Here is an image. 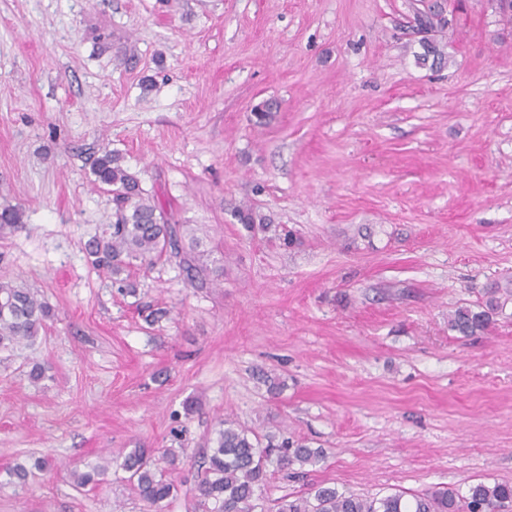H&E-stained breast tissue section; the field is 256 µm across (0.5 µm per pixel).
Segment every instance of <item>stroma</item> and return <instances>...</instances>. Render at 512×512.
Here are the masks:
<instances>
[{"label":"stroma","mask_w":512,"mask_h":512,"mask_svg":"<svg viewBox=\"0 0 512 512\" xmlns=\"http://www.w3.org/2000/svg\"><path fill=\"white\" fill-rule=\"evenodd\" d=\"M430 38L437 67L409 0H0V207L23 212L0 229V279L55 312L0 351V512H202L226 416L326 451L303 478L269 475L266 512L320 482H512V300L486 332L448 325L512 289V22L497 0H448ZM267 99L280 110L257 123ZM104 146L223 281L188 284L171 260L134 268L125 295L92 269ZM245 204L297 243L239 224ZM146 305L168 314L148 324ZM136 448L177 458L163 510L108 467ZM32 455L54 472L8 485Z\"/></svg>","instance_id":"1"}]
</instances>
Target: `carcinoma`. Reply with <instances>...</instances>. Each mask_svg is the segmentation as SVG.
<instances>
[{"label":"carcinoma","mask_w":512,"mask_h":512,"mask_svg":"<svg viewBox=\"0 0 512 512\" xmlns=\"http://www.w3.org/2000/svg\"><path fill=\"white\" fill-rule=\"evenodd\" d=\"M413 7L415 25L433 32L448 25L441 0H418ZM119 152L104 147L92 164V184L112 194L113 224L85 245L93 268L112 276L118 290L134 294L135 288L122 277L138 263L152 267L164 256L179 259L186 279L203 284L209 276L199 263V240L183 235L184 225L164 210L142 187L137 174L122 164ZM232 216L240 224H257L266 232L271 218L250 206H238ZM22 223V212L12 205L0 208V227L15 228ZM503 307L495 292H489L478 309L457 308L448 323L451 330L468 337L488 330L493 315ZM53 309L38 292L11 280H0V350L35 343ZM325 456L288 437L274 434L260 439L231 418L219 421L215 446L204 457V475L196 485V497L205 512H254L255 501L266 488L269 470L288 471L314 465ZM113 465L129 474L138 495L156 508L174 495L177 486L165 478L163 469L145 448H135L112 458ZM51 463L38 458L31 467L15 464L6 474L9 483L23 488L36 471H48ZM276 512H512V482L471 483L464 488L431 489L405 497L402 492L367 497L334 485L319 483L305 495L285 494L276 499Z\"/></svg>","instance_id":"cac0c4a2"}]
</instances>
